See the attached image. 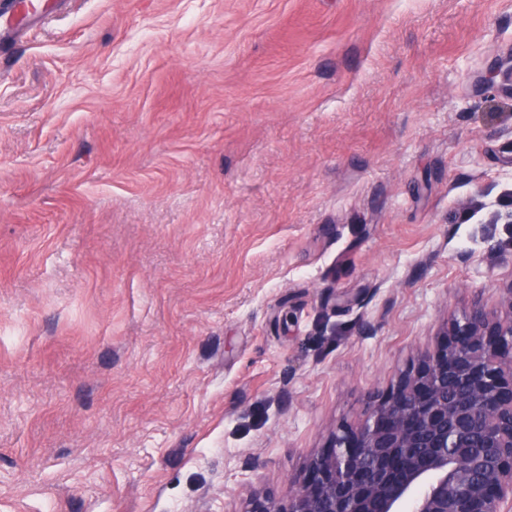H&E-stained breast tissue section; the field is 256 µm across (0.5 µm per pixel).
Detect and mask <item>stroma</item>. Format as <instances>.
Instances as JSON below:
<instances>
[{
    "label": "stroma",
    "instance_id": "stroma-1",
    "mask_svg": "<svg viewBox=\"0 0 512 512\" xmlns=\"http://www.w3.org/2000/svg\"><path fill=\"white\" fill-rule=\"evenodd\" d=\"M0 43V512L284 500L512 281V0H71Z\"/></svg>",
    "mask_w": 512,
    "mask_h": 512
}]
</instances>
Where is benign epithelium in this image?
<instances>
[{"label": "benign epithelium", "instance_id": "7a95c632", "mask_svg": "<svg viewBox=\"0 0 512 512\" xmlns=\"http://www.w3.org/2000/svg\"><path fill=\"white\" fill-rule=\"evenodd\" d=\"M502 292L507 316L475 302L286 500L256 492L244 512H512V280Z\"/></svg>", "mask_w": 512, "mask_h": 512}]
</instances>
